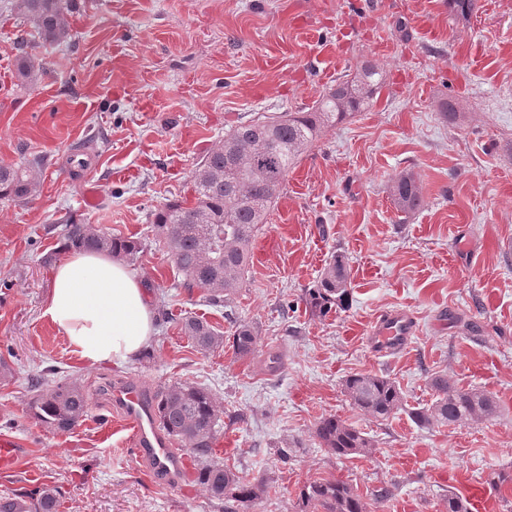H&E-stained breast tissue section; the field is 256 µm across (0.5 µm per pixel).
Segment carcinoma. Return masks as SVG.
I'll use <instances>...</instances> for the list:
<instances>
[{
    "label": "carcinoma",
    "mask_w": 512,
    "mask_h": 512,
    "mask_svg": "<svg viewBox=\"0 0 512 512\" xmlns=\"http://www.w3.org/2000/svg\"><path fill=\"white\" fill-rule=\"evenodd\" d=\"M11 13L29 29L36 45H54L69 36L68 12L73 0H8ZM40 65L32 55L19 60L18 73L27 82L37 76ZM380 73L371 66L359 76L342 81L320 95L310 112H283L270 120L254 119L215 142L191 174L193 202L174 200L154 214V229L171 253L185 288H201L206 299L221 306L242 287L248 273L250 246L258 225L265 223L288 170L314 144L327 125L340 123L370 104L381 87ZM43 172L38 160L18 167L0 166V199L23 202L34 196ZM396 208L411 214L423 203L417 179L404 175L390 187ZM64 246L107 252L129 261L140 244L114 237L90 224H67L62 229ZM347 258L334 254L321 273L317 287L309 291L314 314L323 317L343 309L349 301ZM232 348L235 356H250L258 333L249 324L233 320ZM182 331L203 352L224 345V333L207 321L187 317ZM344 392L352 403L377 420H387L402 409L403 396L390 378L366 373L348 376ZM435 399L411 413L421 427L471 425L494 417L495 396L477 388H458L434 378ZM31 404L38 421L56 431L74 428L88 411V399L74 383L52 378V371L38 376ZM155 412L160 427L188 445L187 451L200 464L197 480L209 495L228 503V512L248 509L268 492L266 480L251 482L214 459L215 440L224 427L216 398L203 386L174 383L159 390ZM321 445L338 457L367 456L374 448L367 433L334 417L322 418L316 428ZM61 491L57 486L36 487L13 496H0V512H57ZM301 499L314 502L323 512H368L352 485L337 479L315 481L304 487Z\"/></svg>",
    "instance_id": "obj_1"
}]
</instances>
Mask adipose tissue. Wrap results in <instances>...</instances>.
<instances>
[{
  "label": "adipose tissue",
  "instance_id": "1",
  "mask_svg": "<svg viewBox=\"0 0 512 512\" xmlns=\"http://www.w3.org/2000/svg\"><path fill=\"white\" fill-rule=\"evenodd\" d=\"M43 315L89 367L126 362L154 335L140 279L107 253L69 249L54 271Z\"/></svg>",
  "mask_w": 512,
  "mask_h": 512
}]
</instances>
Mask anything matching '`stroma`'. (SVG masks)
<instances>
[{"label": "stroma", "instance_id": "obj_1", "mask_svg": "<svg viewBox=\"0 0 512 512\" xmlns=\"http://www.w3.org/2000/svg\"><path fill=\"white\" fill-rule=\"evenodd\" d=\"M71 39L39 48L44 70L17 73L21 29L0 10V165L44 161L32 199H0V439L20 450L0 470V495L53 481L58 512H224L196 473L175 487L123 454L129 431L112 405L115 384L151 394L176 382L208 387L225 414L219 460L247 480L274 481L250 512H317L304 485L340 479L367 496H392L374 512H448L450 493L490 473L512 474V0H477L457 16L448 0H76ZM332 54H323L324 46ZM373 65L383 86L373 103L325 128L283 182L260 225L242 288L239 321L258 331L255 352H201L186 317L232 335L224 310L180 284L152 221L188 197L192 171L231 127L259 116L307 112L337 78ZM54 85L82 111L56 117L20 110ZM461 119L444 122L446 101ZM86 153L99 191L81 202L83 175L69 151ZM423 204L397 210L404 174ZM139 241L130 268L157 314L149 359L84 366L42 309L52 265L66 256L69 222ZM348 259L347 308L319 317L306 303L332 254ZM410 312L408 350L381 357L366 337L380 313ZM80 385L88 413L52 431L32 414L31 380L45 368ZM370 373L399 385L403 408L377 420L343 389ZM497 395L495 417L422 428L430 381ZM334 416L367 432L371 455L339 457L315 429ZM291 451L281 462L280 449ZM390 194L396 208L404 214L416 212L423 203L421 188L412 174L397 179L390 187Z\"/></svg>", "mask_w": 512, "mask_h": 512}]
</instances>
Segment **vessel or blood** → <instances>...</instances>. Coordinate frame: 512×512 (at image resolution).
I'll return each mask as SVG.
<instances>
[{
  "mask_svg": "<svg viewBox=\"0 0 512 512\" xmlns=\"http://www.w3.org/2000/svg\"><path fill=\"white\" fill-rule=\"evenodd\" d=\"M416 333V321L409 312H384L374 319L368 342L377 355L386 356L408 349ZM112 404L120 410L124 423L132 431L135 458L148 464L153 475L174 480L185 465L187 456L174 448L162 433L142 392L130 386L113 387Z\"/></svg>",
  "mask_w": 512,
  "mask_h": 512,
  "instance_id": "b4317fda",
  "label": "vessel or blood"
}]
</instances>
